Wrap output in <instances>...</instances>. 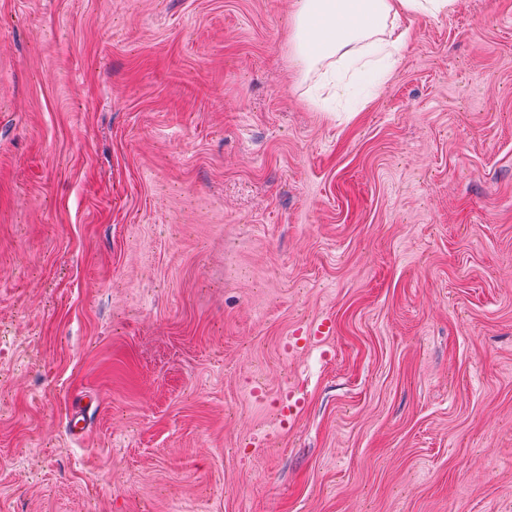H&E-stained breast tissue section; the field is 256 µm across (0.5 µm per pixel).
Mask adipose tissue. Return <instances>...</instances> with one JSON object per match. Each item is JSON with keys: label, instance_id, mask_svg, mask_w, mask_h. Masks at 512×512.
Masks as SVG:
<instances>
[{"label": "adipose tissue", "instance_id": "adipose-tissue-1", "mask_svg": "<svg viewBox=\"0 0 512 512\" xmlns=\"http://www.w3.org/2000/svg\"><path fill=\"white\" fill-rule=\"evenodd\" d=\"M455 0H294L292 42L298 74L325 80L333 96L348 90L345 78L367 67L372 57L384 60L381 77L391 72L390 60L409 39L398 26L401 16L447 14Z\"/></svg>", "mask_w": 512, "mask_h": 512}]
</instances>
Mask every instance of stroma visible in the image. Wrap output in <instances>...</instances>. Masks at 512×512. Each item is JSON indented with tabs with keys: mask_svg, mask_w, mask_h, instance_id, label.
I'll return each instance as SVG.
<instances>
[{
	"mask_svg": "<svg viewBox=\"0 0 512 512\" xmlns=\"http://www.w3.org/2000/svg\"><path fill=\"white\" fill-rule=\"evenodd\" d=\"M292 10L0 0V512H512V0ZM455 0H294V66L304 78L320 76L332 95L347 93V75L367 67L372 57L387 60L378 71L380 86L394 57L409 39L397 21L402 15L439 16ZM399 30V31H398Z\"/></svg>",
	"mask_w": 512,
	"mask_h": 512,
	"instance_id": "stroma-1",
	"label": "stroma"
}]
</instances>
